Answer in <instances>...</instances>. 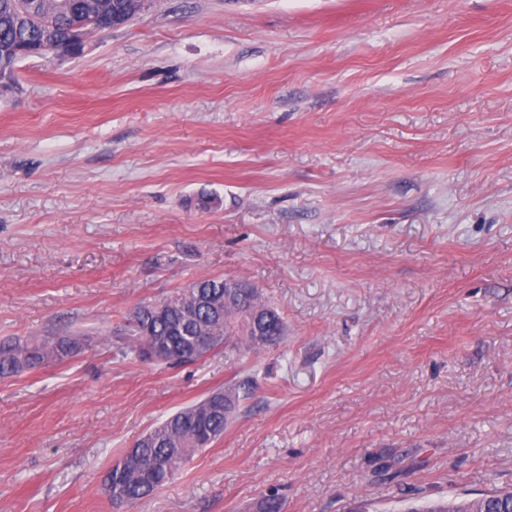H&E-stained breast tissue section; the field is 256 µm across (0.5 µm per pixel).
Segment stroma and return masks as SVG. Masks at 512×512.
Returning <instances> with one entry per match:
<instances>
[{
  "mask_svg": "<svg viewBox=\"0 0 512 512\" xmlns=\"http://www.w3.org/2000/svg\"><path fill=\"white\" fill-rule=\"evenodd\" d=\"M209 206H201V197ZM255 285L280 345L169 369L130 309ZM0 512H402L512 490V0H147L0 89ZM237 419L152 498L107 469L210 392ZM89 338L85 334L68 338L47 335L16 337L0 342V376L34 369L43 363L62 361L77 352Z\"/></svg>",
  "mask_w": 512,
  "mask_h": 512,
  "instance_id": "1",
  "label": "stroma"
}]
</instances>
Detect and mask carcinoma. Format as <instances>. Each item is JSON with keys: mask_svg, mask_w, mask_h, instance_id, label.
Returning <instances> with one entry per match:
<instances>
[{"mask_svg": "<svg viewBox=\"0 0 512 512\" xmlns=\"http://www.w3.org/2000/svg\"><path fill=\"white\" fill-rule=\"evenodd\" d=\"M137 0H82L96 8L98 22L112 25V14L128 15ZM39 9L51 13V38L64 41L90 16L72 0H39ZM46 31L22 19L17 0H0V77L14 79L20 61L18 49L44 41ZM226 279L200 278L173 298L133 308L121 333L126 350L144 359V347L155 350V362L168 368L191 364L204 356L199 345L207 336L224 337V347L255 352L284 338V322L257 288H225ZM89 337L34 336L0 342V376L17 374L44 363L62 361L80 349ZM203 398L170 415L154 431L145 448L124 453L107 470L103 488L114 505L133 504L157 493L173 480L200 450L224 435L231 420L224 407L206 409ZM283 502L270 489L256 503V512H282ZM512 512V491L498 493L485 503L441 501L426 508L410 506L404 512Z\"/></svg>", "mask_w": 512, "mask_h": 512, "instance_id": "1", "label": "carcinoma"}]
</instances>
